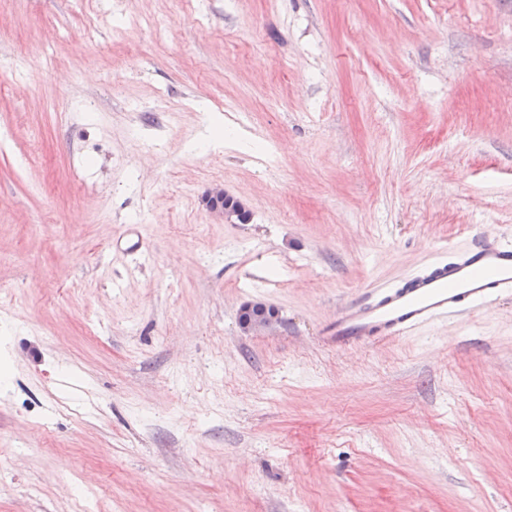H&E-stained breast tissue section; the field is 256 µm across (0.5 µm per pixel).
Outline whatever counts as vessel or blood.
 Wrapping results in <instances>:
<instances>
[{
  "label": "vessel or blood",
  "mask_w": 512,
  "mask_h": 512,
  "mask_svg": "<svg viewBox=\"0 0 512 512\" xmlns=\"http://www.w3.org/2000/svg\"><path fill=\"white\" fill-rule=\"evenodd\" d=\"M506 294L512 295V246L480 233L401 284L365 290L325 325L321 341L340 349L395 339Z\"/></svg>",
  "instance_id": "1"
}]
</instances>
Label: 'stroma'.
Segmentation results:
<instances>
[{
    "mask_svg": "<svg viewBox=\"0 0 512 512\" xmlns=\"http://www.w3.org/2000/svg\"><path fill=\"white\" fill-rule=\"evenodd\" d=\"M483 231L512 0H0V512H512V297L319 341ZM201 203L210 213L224 217L225 220H237L246 223L249 219V211L246 205L226 191L224 188L215 187L208 190L201 198ZM278 319L277 311L260 301L245 303L241 306L238 324L242 332L251 333L269 328Z\"/></svg>",
    "mask_w": 512,
    "mask_h": 512,
    "instance_id": "obj_1",
    "label": "stroma"
}]
</instances>
